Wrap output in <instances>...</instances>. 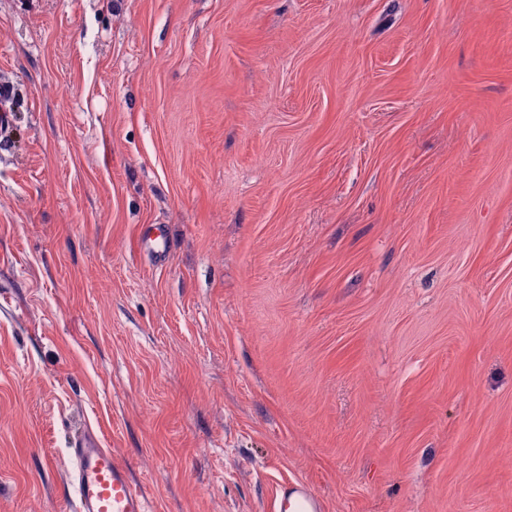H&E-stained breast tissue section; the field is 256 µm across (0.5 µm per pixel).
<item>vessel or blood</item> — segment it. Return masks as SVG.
<instances>
[{"instance_id": "1", "label": "vessel or blood", "mask_w": 512, "mask_h": 512, "mask_svg": "<svg viewBox=\"0 0 512 512\" xmlns=\"http://www.w3.org/2000/svg\"><path fill=\"white\" fill-rule=\"evenodd\" d=\"M77 512H156L129 469L99 438L83 433L72 444ZM277 512H323L322 503L303 481L284 484L275 494Z\"/></svg>"}]
</instances>
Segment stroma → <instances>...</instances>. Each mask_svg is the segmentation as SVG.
<instances>
[{"mask_svg": "<svg viewBox=\"0 0 512 512\" xmlns=\"http://www.w3.org/2000/svg\"><path fill=\"white\" fill-rule=\"evenodd\" d=\"M2 84L0 512L90 429L158 512H512V0H0ZM290 496V498H288ZM295 500L294 508L289 511L288 501ZM277 512H323L321 500L304 481H295L281 485L275 494Z\"/></svg>", "mask_w": 512, "mask_h": 512, "instance_id": "1", "label": "stroma"}]
</instances>
